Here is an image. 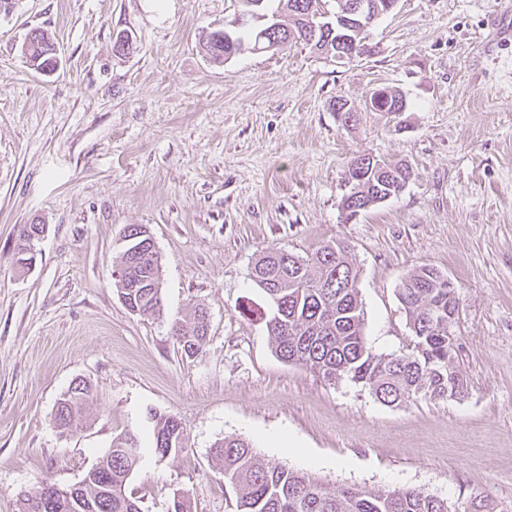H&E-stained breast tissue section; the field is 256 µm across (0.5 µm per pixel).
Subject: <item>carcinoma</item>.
Segmentation results:
<instances>
[{"label": "carcinoma", "instance_id": "carcinoma-1", "mask_svg": "<svg viewBox=\"0 0 512 512\" xmlns=\"http://www.w3.org/2000/svg\"><path fill=\"white\" fill-rule=\"evenodd\" d=\"M317 2L263 0L257 11L265 20L241 30L232 19L224 25L222 49L210 50L211 34L201 48L212 59L225 61L245 49L254 50L261 39L279 48L302 43L333 58L339 37L353 56L370 53L365 42L368 33L360 31V26H338L336 15L350 9L352 0H336V13L328 18L333 27L326 30L312 29L305 18V11ZM55 49L45 32L34 30L27 37L25 58L38 71H52L57 65ZM359 174V192L349 187L341 207L360 210L380 197L400 194L398 176L379 170L350 166L345 181ZM146 233L147 227L141 224L128 225L118 255L121 299L138 314L155 313L162 306L161 263ZM250 276L270 302L271 311L263 319L275 353L283 361L304 366L329 382L359 384L387 406L419 397L446 400L467 392L454 343L438 325L440 317L457 312L455 289L448 287L437 269L424 266L399 285L398 299L413 335L411 351L404 355H376L367 346L358 269L344 242L328 243L306 258L273 248L254 263ZM206 316L204 309L196 307L172 323L177 348L188 357L203 347ZM91 396L89 383L74 382L58 401L57 424L69 427L80 420ZM148 421L147 445H141L138 434H126L87 472L79 488L61 490V498L71 501L66 512H140L137 501L126 495L125 485L143 454L152 451L162 459L185 447L184 430L176 417L150 411ZM215 457L222 462L232 512H450L448 500L415 488H328L303 473L261 462L252 445L234 435L215 445Z\"/></svg>", "mask_w": 512, "mask_h": 512}]
</instances>
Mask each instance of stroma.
Instances as JSON below:
<instances>
[{"label": "stroma", "mask_w": 512, "mask_h": 512, "mask_svg": "<svg viewBox=\"0 0 512 512\" xmlns=\"http://www.w3.org/2000/svg\"><path fill=\"white\" fill-rule=\"evenodd\" d=\"M0 12V512L43 482H79L148 410L187 437L127 484L142 512H230L214 445L233 434L264 462L320 483L418 488L449 503L488 497L512 512V0H399L371 54L339 64L303 45L215 62L200 48L237 0H12ZM35 28L58 65L22 54ZM374 86L409 109L374 112ZM358 121L343 125L333 105ZM407 164L398 196L347 223L351 161ZM22 224H42L32 267ZM148 228L163 308L134 314L115 287L127 225ZM343 240L359 267L366 341L409 352L397 288L437 268L456 286L453 331L468 393L377 401L279 359L250 279L264 252L299 256ZM203 305L206 343L178 351L174 318ZM94 399L54 421L76 380ZM288 436L286 451L272 440Z\"/></svg>", "instance_id": "35a3bbf8"}]
</instances>
